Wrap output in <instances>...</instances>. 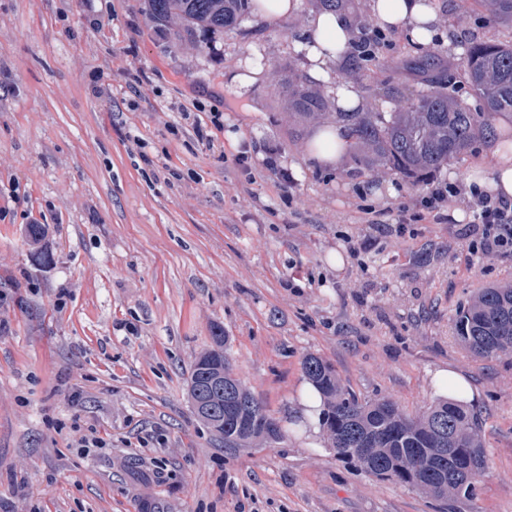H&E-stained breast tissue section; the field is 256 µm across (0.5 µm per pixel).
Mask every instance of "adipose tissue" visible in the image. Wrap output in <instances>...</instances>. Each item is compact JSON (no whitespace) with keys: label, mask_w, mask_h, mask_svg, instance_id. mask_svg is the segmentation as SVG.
Segmentation results:
<instances>
[{"label":"adipose tissue","mask_w":512,"mask_h":512,"mask_svg":"<svg viewBox=\"0 0 512 512\" xmlns=\"http://www.w3.org/2000/svg\"><path fill=\"white\" fill-rule=\"evenodd\" d=\"M373 21L382 28L405 33L415 47L431 43L439 23V0H370ZM310 40L305 58L309 76L326 83L336 111L356 112L362 100L348 84L331 82L330 66L341 59L353 40L349 20L341 13L322 10L309 22ZM491 169L474 168L468 176L469 185L506 201H512V143L497 148Z\"/></svg>","instance_id":"1"}]
</instances>
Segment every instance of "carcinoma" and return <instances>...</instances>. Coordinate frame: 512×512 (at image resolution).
<instances>
[{"label":"carcinoma","mask_w":512,"mask_h":512,"mask_svg":"<svg viewBox=\"0 0 512 512\" xmlns=\"http://www.w3.org/2000/svg\"><path fill=\"white\" fill-rule=\"evenodd\" d=\"M495 21L512 23V0H488ZM252 0H143L144 13L172 43L191 42L199 32L235 28ZM467 75L479 111L430 82L416 103L398 112H329L324 96L303 78L284 82L283 104L301 125L331 120L343 125L357 161L368 170L395 171L420 182L448 161L495 139V121L512 116V46L474 41L466 46ZM458 343L472 356L512 354V284L479 288L456 313ZM195 359L188 397L198 419L234 448L269 447L283 438L279 422L235 375L226 337ZM306 378L324 399L322 428L337 458L380 479L455 503L475 495L485 469L481 414L437 399L410 414L389 397L362 399L323 358L302 361ZM453 496H447L448 487Z\"/></svg>","instance_id":"1"}]
</instances>
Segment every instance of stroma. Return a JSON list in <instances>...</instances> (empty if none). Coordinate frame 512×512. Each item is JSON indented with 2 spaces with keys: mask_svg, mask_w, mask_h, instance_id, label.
Here are the masks:
<instances>
[{
  "mask_svg": "<svg viewBox=\"0 0 512 512\" xmlns=\"http://www.w3.org/2000/svg\"><path fill=\"white\" fill-rule=\"evenodd\" d=\"M440 2L425 52L470 102L449 36L511 44L512 26L481 0ZM314 11L302 0L295 17L173 44L141 0H0V512H446L293 429L308 354L411 413L435 400L437 369L463 372L487 467L457 512H512V354L473 357L453 331L477 288L512 281V252L469 250L468 194L399 221L494 149L416 185L349 155L319 164L317 126L297 127L281 88L307 74ZM389 38L374 61L331 69L367 112L425 86L407 67L422 51ZM247 67L255 82L231 83ZM215 113L212 143L197 141L194 119ZM216 330L282 427L274 447H225L193 413L191 368ZM91 435L101 447H84Z\"/></svg>",
  "mask_w": 512,
  "mask_h": 512,
  "instance_id": "1",
  "label": "stroma"
}]
</instances>
